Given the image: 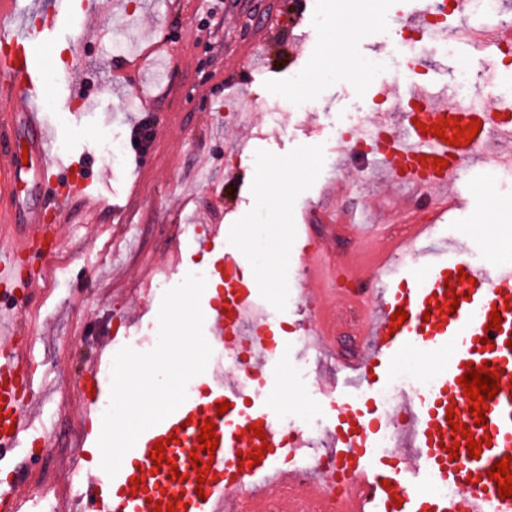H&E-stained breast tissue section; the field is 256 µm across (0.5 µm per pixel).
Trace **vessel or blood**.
Masks as SVG:
<instances>
[{
    "label": "vessel or blood",
    "mask_w": 512,
    "mask_h": 512,
    "mask_svg": "<svg viewBox=\"0 0 512 512\" xmlns=\"http://www.w3.org/2000/svg\"><path fill=\"white\" fill-rule=\"evenodd\" d=\"M13 0H0V45L11 53L0 59V74L5 75L24 97L22 116L32 140L29 149L37 154L36 169L19 167V143L12 132L0 129V166L9 171L13 184L32 180H52L71 171L70 156H55L50 143L58 135L41 107L46 79L42 45L53 42L62 26L58 0L37 5L33 14L43 19L39 30L14 28L9 20ZM428 0H413L409 9L399 11L398 29H417L428 20ZM460 126L478 121L481 131L471 143L447 144L453 136L450 119ZM496 112H475L445 103L426 102L424 111L411 114L397 131L389 153L381 162L399 181L422 185L430 181L443 185L455 181L461 163L481 146L485 132L500 123ZM444 123L443 137L429 133V126ZM440 158L445 167L427 169L426 160ZM47 212L31 208L23 213L27 231L23 237L0 252V283L10 284L16 275V258L35 248L44 239L56 236V226L47 223ZM224 238V227L207 225L197 232L199 250L213 253V270L224 282L220 300H207L203 334L211 348L237 353L242 337H249L246 372L206 367L201 373L197 396L188 398L171 415L145 430L128 451L116 476L101 467L97 441L102 429L99 408L103 393L97 387L98 372L112 362L127 344L126 337H110L100 346L88 370L90 387L82 391L83 418L81 446L85 474L73 497V512H154L156 503H172L177 512H224V502L235 498L236 512H263L269 496H277L282 512H294L292 497L303 491L315 512H322L323 500L338 473L325 472L319 479L299 481L295 470L278 467L281 457L293 458L306 447L303 435L283 439L280 434L277 362L269 354L263 329H250L247 320L259 306V297L250 286L237 257L231 252L215 253ZM466 280H459V273ZM378 289L364 286L349 289L347 300L356 307L362 322L356 330L358 349L342 354L334 338L328 335L320 307H312L304 326L308 341L337 353L340 362L363 375L368 387L384 383L402 355L410 349L444 352L438 370L427 389L409 390L400 396L406 413L404 423H393L378 407L362 410L356 397L340 389L336 382L319 386L330 399L335 422L329 429L333 452L345 473L349 491L355 497V512H512V498H501L489 472L494 462L512 455V262L490 257L482 265L473 264L465 251L443 246L430 252L414 253L404 248L395 264L375 272ZM454 288L460 303L447 311V288ZM405 311L407 320L394 324L396 311ZM502 318L499 330L489 329L492 311ZM12 321L0 314V447L13 448L26 439L33 427L34 409L41 397L27 363L14 341ZM489 364L500 371V391L488 403L485 423H477L469 412V399L459 379L470 366ZM229 402L226 413L217 405ZM456 409L455 421L468 426L474 439L489 438L478 457L468 455L467 447H455L446 416ZM213 420L219 443L214 455L194 454L199 430ZM261 424L262 435H255L254 424ZM393 431L401 453L393 462H385L374 448L380 428ZM165 440L167 461L154 466L151 451L157 440ZM457 448L450 458L449 448ZM263 451L259 464H252L256 451ZM208 465L205 483H198L194 464ZM256 483L253 495L242 496L239 481ZM450 486L454 493L437 497L424 493L427 483ZM39 498L26 501L13 488L0 489V512H36Z\"/></svg>",
    "instance_id": "vessel-or-blood-1"
}]
</instances>
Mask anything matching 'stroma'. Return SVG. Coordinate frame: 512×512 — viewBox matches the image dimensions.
Wrapping results in <instances>:
<instances>
[{
    "label": "stroma",
    "instance_id": "stroma-1",
    "mask_svg": "<svg viewBox=\"0 0 512 512\" xmlns=\"http://www.w3.org/2000/svg\"><path fill=\"white\" fill-rule=\"evenodd\" d=\"M206 0H106L103 8L75 12L58 36L67 46L64 67L47 66L49 80H69L73 101L57 94L44 99L47 118L60 131L52 148L74 155L77 165L64 177L71 194L58 221V247L21 255L12 284L0 288V307L14 310L36 382L49 390L36 427L52 431L50 447L29 444L5 452L0 473L22 472L17 488L28 495L62 477L78 479L80 391L93 349L112 336L129 312L142 307L143 289L168 290L187 275L210 268L209 254L197 251L190 224L207 222V212L231 207L223 221L246 225L247 235H225L223 249L236 254L268 312V329L287 335L288 355L280 359V402L296 419L306 412L322 418L318 372L335 368L323 350H303L301 336L311 300L302 295L304 253L320 245L336 256L357 245L339 236L341 221L374 223L377 213L427 212L411 186L388 182L372 154L336 155L338 129L354 116L370 117L374 97L397 91L413 75L402 63V36L393 29L406 0H224V17L207 12ZM370 17L372 35L358 36L343 69L325 70L319 57L333 35L331 20ZM135 35L131 48H114L117 34ZM168 39L170 83L152 75L151 47ZM382 57L380 70L366 69ZM512 63V53L465 50L432 52L420 79L429 93L450 96L459 67L482 84L484 97L512 94V76L485 83L488 64ZM249 82L241 91L240 82ZM153 99L157 138L151 150L128 147L132 124L141 116L137 91ZM245 113L228 122L226 109ZM277 123L266 120L269 111ZM124 144L121 164L108 157L111 142ZM305 165L280 211L265 203L278 188L279 166ZM104 185L101 199L79 185ZM467 199L461 210H441L437 230L417 240L422 250L444 242L468 245L477 256L512 259V223L490 224L495 206L512 204V182L502 181L483 161L462 165L457 186ZM280 224L273 235L272 224ZM297 295L282 303L280 290ZM307 362L295 373L291 359Z\"/></svg>",
    "mask_w": 512,
    "mask_h": 512
}]
</instances>
